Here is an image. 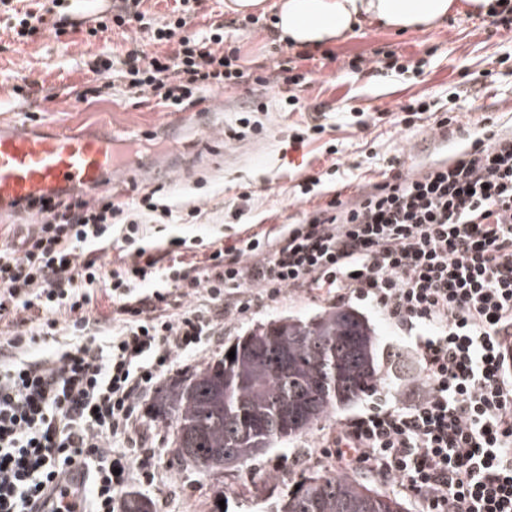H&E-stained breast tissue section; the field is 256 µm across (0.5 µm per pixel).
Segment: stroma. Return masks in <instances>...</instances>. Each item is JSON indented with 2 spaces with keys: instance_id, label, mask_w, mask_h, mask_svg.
Instances as JSON below:
<instances>
[{
  "instance_id": "35a3bbf8",
  "label": "stroma",
  "mask_w": 512,
  "mask_h": 512,
  "mask_svg": "<svg viewBox=\"0 0 512 512\" xmlns=\"http://www.w3.org/2000/svg\"><path fill=\"white\" fill-rule=\"evenodd\" d=\"M213 22L223 23L228 35L224 47L238 49L239 63L249 78L226 92L208 93L210 136L179 129V113L163 111L145 96L117 87L102 101L77 102L76 90L94 78L86 62L97 44L79 34L60 42L48 33L17 46L10 42L1 13L0 122L32 131L136 140L158 134L160 147L130 162L127 170L142 175L162 157L181 160L167 185L179 203L196 206L201 214L196 223L169 226L165 235L206 242L219 234L230 242L255 232L278 238L284 225L299 222L334 193L351 199L367 183L381 180L388 168L406 172L449 157L466 144V132L479 129L485 120L512 132V31L484 26L482 14L457 13L436 28L404 33L362 23L331 43L335 61L305 62L312 81L300 93L303 108L293 112L279 102L276 89L256 82L257 77L272 74L278 60L266 34L247 30L244 16L207 6L193 24L202 28ZM358 57L395 61L406 71L398 75L351 70L350 61ZM18 74L36 82L47 96L45 110L36 119H29L14 98ZM454 90L459 93L464 135L446 139L426 126H395L387 120L411 98L423 96L444 104ZM261 102L268 103V111H257ZM315 119L324 125V133L310 135L300 145L290 142L293 128ZM305 181L315 188L306 199L296 200L297 186ZM333 304V299L304 288L284 290L277 300H261L246 313L226 319L222 341L200 357L175 365L173 371L201 367L223 354L225 343L259 323L310 316ZM348 304L373 324L382 352L397 356L395 366L387 370L385 390L338 411L293 442L218 474L178 463L170 428L145 421L143 434L156 454L154 479L149 485L132 481L128 492L151 498L155 512H212L220 500L226 512H258L303 476L326 469L321 445L337 424L394 404V392L419 378L415 361L400 351V330L371 302L352 297Z\"/></svg>"
}]
</instances>
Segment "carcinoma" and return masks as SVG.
<instances>
[{"instance_id": "cac0c4a2", "label": "carcinoma", "mask_w": 512, "mask_h": 512, "mask_svg": "<svg viewBox=\"0 0 512 512\" xmlns=\"http://www.w3.org/2000/svg\"><path fill=\"white\" fill-rule=\"evenodd\" d=\"M382 367L367 317L334 307L257 325L218 360L160 389L152 408L171 426L176 453L231 466L361 401L378 389ZM298 485L266 512H406L399 499L334 470Z\"/></svg>"}]
</instances>
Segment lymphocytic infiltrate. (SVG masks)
<instances>
[{
	"label": "lymphocytic infiltrate",
	"instance_id": "1",
	"mask_svg": "<svg viewBox=\"0 0 512 512\" xmlns=\"http://www.w3.org/2000/svg\"><path fill=\"white\" fill-rule=\"evenodd\" d=\"M142 4L113 0L80 24L61 0H0V12L19 44L48 32L145 34L121 53H96L80 102L117 81L180 112L242 83L223 25L192 29L191 0H174L160 24ZM275 52L277 74L260 84H281L297 105V68L313 55ZM175 207L159 186L131 204L70 191L22 205L35 223L0 231V512H35L72 466L85 470L89 492L53 512H122L132 477H154L142 444L145 393L215 342L226 317L288 288L374 303L406 333L422 374L404 401L337 427L328 442L337 467L379 470L425 512H512V365L501 357L502 337L512 336V132L485 130L424 171L396 173L352 200L332 197L279 244L258 234L214 240L197 265L184 260L186 239L143 244L152 224L199 215ZM114 247L124 257L111 268L103 257Z\"/></svg>",
	"mask_w": 512,
	"mask_h": 512
}]
</instances>
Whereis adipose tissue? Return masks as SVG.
I'll return each mask as SVG.
<instances>
[{"mask_svg": "<svg viewBox=\"0 0 512 512\" xmlns=\"http://www.w3.org/2000/svg\"><path fill=\"white\" fill-rule=\"evenodd\" d=\"M455 0H276L274 27L281 39L318 49L359 24L379 22L399 31L444 22Z\"/></svg>", "mask_w": 512, "mask_h": 512, "instance_id": "obj_1", "label": "adipose tissue"}]
</instances>
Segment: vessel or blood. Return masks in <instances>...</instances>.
<instances>
[{"label":"vessel or blood","instance_id":"1","mask_svg":"<svg viewBox=\"0 0 512 512\" xmlns=\"http://www.w3.org/2000/svg\"><path fill=\"white\" fill-rule=\"evenodd\" d=\"M122 170L114 140L0 128V210L61 191L102 190Z\"/></svg>","mask_w":512,"mask_h":512}]
</instances>
